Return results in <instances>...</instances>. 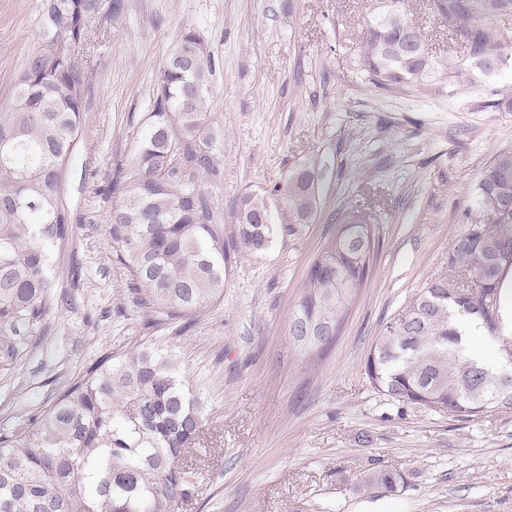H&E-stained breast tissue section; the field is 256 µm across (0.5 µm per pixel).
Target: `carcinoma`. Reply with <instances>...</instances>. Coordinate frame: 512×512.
<instances>
[{"label":"carcinoma","instance_id":"cac0c4a2","mask_svg":"<svg viewBox=\"0 0 512 512\" xmlns=\"http://www.w3.org/2000/svg\"><path fill=\"white\" fill-rule=\"evenodd\" d=\"M485 69L512 61L505 45L479 22L512 13V0H433ZM123 0H42L41 41L0 112V349L16 356L25 338L43 333L54 306L49 247L73 231L62 196L67 169L82 139L95 68L74 50L118 20ZM359 54L381 89L470 77L453 58L436 59L421 30L404 29L388 13L365 26ZM214 62L203 37L181 32L155 77L151 112L127 168L112 177V248L156 308L191 314L224 294L231 252L265 250L278 230L267 204L244 200L236 240L228 242L216 190L224 183V129L210 110ZM289 216L307 224L318 211L314 172L301 168L271 187ZM475 211L448 255L451 278L427 282L381 335L364 362L370 384L388 399L436 413L476 416L512 408V378L474 355L473 327L497 342L501 283L512 269V149L498 151L476 184ZM314 259L291 316L299 346H329L349 305L364 287L374 229L351 213ZM205 404L186 386L167 350L144 347L91 371L21 428L0 429V512H174L192 495L193 451L204 434ZM406 483L385 466L363 487L386 493Z\"/></svg>","mask_w":512,"mask_h":512}]
</instances>
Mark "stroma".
Listing matches in <instances>:
<instances>
[{
  "label": "stroma",
  "mask_w": 512,
  "mask_h": 512,
  "mask_svg": "<svg viewBox=\"0 0 512 512\" xmlns=\"http://www.w3.org/2000/svg\"><path fill=\"white\" fill-rule=\"evenodd\" d=\"M123 18L90 49L97 76L64 200L73 235L51 252L56 305L21 358L0 351V427L45 410L103 358L139 345L179 361L207 406L196 491L177 512H512V409L474 417L393 403L363 373L374 341L425 283L448 270L478 176L512 149V69L475 68L449 89L382 90L357 46L390 0H124ZM42 0H0V107L40 42ZM432 54L465 42L430 0H403ZM214 59L211 108L223 124L224 222L245 198L315 170L319 209L256 254L233 256L220 301L185 319L153 311L112 249L103 194L130 161L154 77L183 28ZM356 205L379 242L364 288L335 342L299 349L289 318L309 268ZM401 467L404 488L368 491L363 477Z\"/></svg>",
  "instance_id": "obj_1"
}]
</instances>
